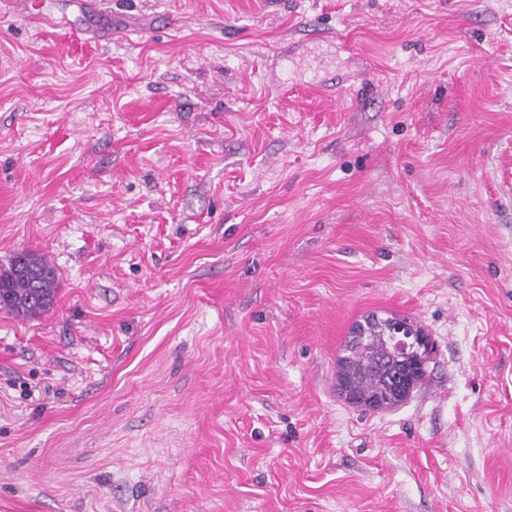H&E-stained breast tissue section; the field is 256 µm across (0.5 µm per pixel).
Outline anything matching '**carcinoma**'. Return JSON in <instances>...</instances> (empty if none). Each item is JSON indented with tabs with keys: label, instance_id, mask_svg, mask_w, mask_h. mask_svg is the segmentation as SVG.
<instances>
[{
	"label": "carcinoma",
	"instance_id": "1",
	"mask_svg": "<svg viewBox=\"0 0 512 512\" xmlns=\"http://www.w3.org/2000/svg\"><path fill=\"white\" fill-rule=\"evenodd\" d=\"M57 273L41 258L22 251L0 270V307L18 316L41 314L54 303ZM407 318L368 315L355 324L337 357L336 389L364 410L393 408L426 379L424 360L392 347L391 331Z\"/></svg>",
	"mask_w": 512,
	"mask_h": 512
}]
</instances>
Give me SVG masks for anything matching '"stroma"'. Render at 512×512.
Returning a JSON list of instances; mask_svg holds the SVG:
<instances>
[{"mask_svg":"<svg viewBox=\"0 0 512 512\" xmlns=\"http://www.w3.org/2000/svg\"><path fill=\"white\" fill-rule=\"evenodd\" d=\"M41 3L0 7V266L58 275L0 308V512H512V0ZM370 313L433 345L387 410L334 388ZM57 273L41 258L26 251L16 253L0 270V307L17 316L41 314L54 303Z\"/></svg>","mask_w":512,"mask_h":512,"instance_id":"35a3bbf8","label":"stroma"}]
</instances>
